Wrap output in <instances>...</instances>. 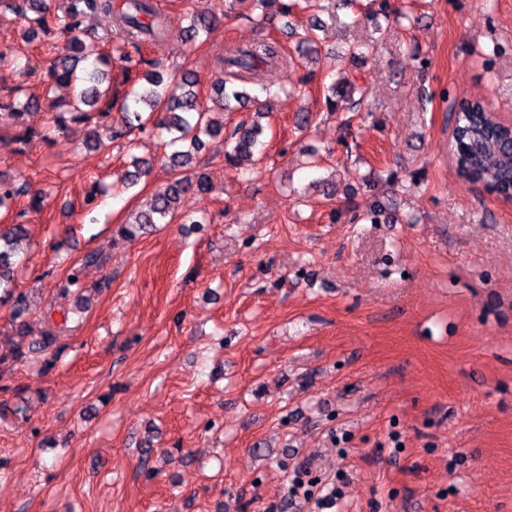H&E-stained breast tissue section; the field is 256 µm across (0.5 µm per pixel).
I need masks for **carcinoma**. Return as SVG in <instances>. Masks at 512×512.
I'll list each match as a JSON object with an SVG mask.
<instances>
[{
    "label": "carcinoma",
    "mask_w": 512,
    "mask_h": 512,
    "mask_svg": "<svg viewBox=\"0 0 512 512\" xmlns=\"http://www.w3.org/2000/svg\"><path fill=\"white\" fill-rule=\"evenodd\" d=\"M12 9L29 25V28L47 29L46 14L50 7L47 0H0ZM279 5L282 14L301 3H288V0H229L231 10L245 7L248 18L257 24L268 19V9ZM105 11L113 15L115 29L102 37L86 35L82 19L88 11ZM187 41L196 44L212 22L206 12L193 10L184 15ZM57 25L69 38L62 53L49 64V75L54 82L73 86L72 98L65 103H51L57 111L56 122L65 130V117L78 123H88L91 113L104 117L116 106L117 97L112 92V82L108 72L114 60L125 63L124 81L129 89L120 106V125L106 124L90 131L88 141L92 147H100L104 141L121 138L134 129H144L151 123L166 132L169 140L165 146L171 148L166 155L174 177L155 192L150 209L139 215L141 225L168 224L177 215L181 196L191 187L199 191L209 190L203 176L191 183L181 176V170L192 163L196 153L205 147V138L215 139L222 134L224 125L212 117L211 109L205 106L194 90V82L188 74H163L157 70L140 72V66L149 64L144 59L142 48L163 39L167 28L166 17L158 13L152 0H68L63 15ZM321 20H313L309 26L298 32L296 37L299 53L308 58L318 55L316 31ZM112 44L107 51L104 45ZM283 61L281 47L276 42H257L246 48H239L225 54L222 64V78L213 85V93L224 112L235 109V105L252 102L255 113L271 111L275 95L260 84V69ZM247 82L265 94L261 99L235 82ZM454 133L450 141V151L454 159L457 176L468 182H481L490 190L501 195L512 191V128L503 124L484 104L474 99L462 104L454 113ZM262 126L253 122L242 123L233 133V145L225 153L228 161L239 157H252L256 152ZM25 192V187L15 183L0 182V208ZM28 231L23 224H11L0 229V303H10L15 333L26 336L30 324L26 320L27 308L22 295L11 288L15 258L23 252V242ZM57 337L45 333L38 346L27 348L18 346L13 360L21 361L27 354L38 348L45 350L56 343Z\"/></svg>",
    "instance_id": "carcinoma-1"
}]
</instances>
